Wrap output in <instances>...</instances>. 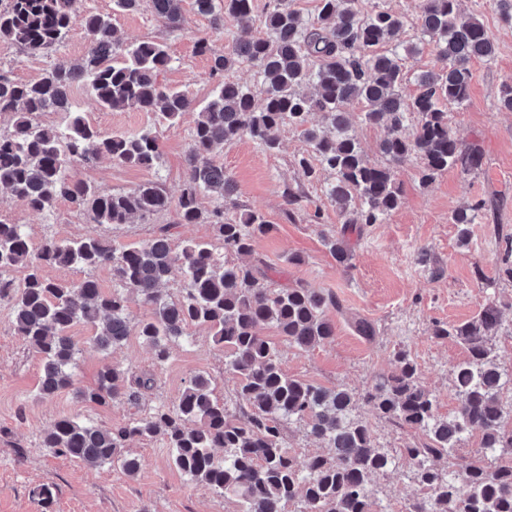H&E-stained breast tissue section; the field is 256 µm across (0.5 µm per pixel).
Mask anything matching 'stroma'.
Listing matches in <instances>:
<instances>
[{
    "mask_svg": "<svg viewBox=\"0 0 512 512\" xmlns=\"http://www.w3.org/2000/svg\"><path fill=\"white\" fill-rule=\"evenodd\" d=\"M463 15L480 19L492 35L497 52L491 60L472 65L469 100L465 105H448V126L456 138L476 145L483 155L478 170L461 174L451 168L429 183H422L419 161L409 158L397 166L400 204L380 223L363 225L351 237L350 268L340 266L331 255L328 238L339 235L342 218L328 196L332 173L320 172L317 179L304 180L295 166L296 157L307 144L298 130L280 126L274 135L277 151L244 137L216 150L215 158L238 184V192L225 198V216L244 210L261 213L271 231L257 239L254 251L282 281L301 283L334 294L341 309H327L336 335L328 343L300 351L280 343L282 369L290 376L333 389L347 387L364 393L375 378L392 368L393 353L408 350L415 358L421 378L433 394L439 415L457 413L460 401L453 387V372L468 353L449 339L430 335L433 322L460 323L474 317L487 300L502 308V325L491 343L502 369L512 371V280L499 277L502 250L500 239L512 235V112L498 108L496 93L503 82H512V25L502 23L491 0H459ZM361 12L384 8L403 15L400 39L418 44L417 53L400 54L406 75L403 95L414 91L415 77L425 70L440 69L432 42L424 35L419 20V0H359ZM81 14L110 16L123 42L143 40L166 42L173 62L160 79L184 91L196 104L211 99L216 80L210 60L198 52L199 37H210L216 49L232 53L246 32L233 19H225L220 30H212L211 18L199 13L195 0H183L181 28L173 29L149 7L123 13L112 8V0H79ZM88 38L82 24H75L56 49L29 55L17 45L0 40V67L12 70L16 80L34 82L56 63L79 61ZM71 100L87 122L102 135L137 134L149 129L159 137L163 163L153 169L139 168L103 158L90 169H78L79 178L104 192L127 191L153 181L170 198H177L186 174V153L194 127L193 114L177 123L164 120L160 112L112 110L93 104L82 86L71 89ZM351 132L357 138L368 164L381 166L385 159L378 150L384 129L363 120V107H349ZM300 196L298 205L287 206L285 191ZM478 200L490 207L469 225L467 243H460L452 213ZM0 219L25 225L33 242L47 237L77 239L98 233L114 247L148 239L156 225H173L172 245L213 241L208 224H176L167 212L130 224L94 227L59 201L52 215L30 210L20 199L0 189ZM482 278H475V269ZM374 323L377 339L368 342L357 336L353 318ZM72 336L83 342L77 360L76 388L95 387L103 366L117 365L130 375L153 371L155 386L132 403L100 406L76 399L75 390H64L50 398L37 395L42 363L17 334L12 311L0 301V512H236L235 503L191 483L169 461L162 437L130 442L132 454L143 466L128 476L120 465L90 468L74 459L51 453L42 437L65 416L117 425L148 412L158 402H175L190 377L198 373L213 380L214 394L229 407H238L236 383L224 369L225 352L215 345L206 327L190 326L189 342H176L169 360L155 365L150 348L138 334H130L117 348L100 351L87 347L91 326L78 323ZM372 429L377 447L395 452L419 443L421 434L400 429L360 404L355 410ZM409 463L400 460L396 472L376 478L374 489L387 512H406L418 489L409 478ZM50 486L51 502H43L34 490Z\"/></svg>",
    "mask_w": 512,
    "mask_h": 512,
    "instance_id": "stroma-1",
    "label": "stroma"
}]
</instances>
